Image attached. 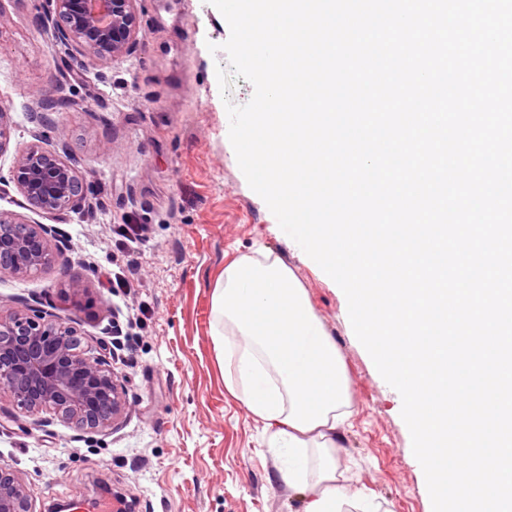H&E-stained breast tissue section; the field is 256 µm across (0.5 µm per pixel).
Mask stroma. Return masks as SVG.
I'll return each mask as SVG.
<instances>
[{"label": "stroma", "mask_w": 512, "mask_h": 512, "mask_svg": "<svg viewBox=\"0 0 512 512\" xmlns=\"http://www.w3.org/2000/svg\"><path fill=\"white\" fill-rule=\"evenodd\" d=\"M140 30L129 58L80 70L51 46L40 0H0V106L10 139L0 152V210L43 223L8 176L31 146L69 147L86 177L91 206L60 221L67 246L30 277L0 273V309L40 307L83 337L129 329L131 352L115 351L128 413L106 432L23 411L0 416V463L16 470L38 512L59 499H97L121 491L136 512H304V498L276 477L287 452L224 386L210 333L215 281L231 260L267 248L292 251L277 220L248 185L229 141L226 102L246 104L253 87L237 79L220 92L216 69L229 26L209 0H141ZM65 87L73 106L33 113ZM147 225L138 254L136 299L108 286L118 225ZM316 315L342 355L353 413L342 426L339 470L386 512H431L423 470L412 452L398 393L356 338L343 291L300 266ZM81 280L84 292L68 285Z\"/></svg>", "instance_id": "stroma-1"}]
</instances>
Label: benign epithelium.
<instances>
[{"label":"benign epithelium","instance_id":"obj_1","mask_svg":"<svg viewBox=\"0 0 512 512\" xmlns=\"http://www.w3.org/2000/svg\"><path fill=\"white\" fill-rule=\"evenodd\" d=\"M55 46L104 66L137 46L139 0H43ZM11 179L30 207L63 220L82 211L88 186L56 151L29 148L16 157ZM60 229L29 224L0 211V272L26 277L51 266L64 247ZM103 343L84 342L54 315L0 312V401L31 414L50 413L85 430L112 429L127 411L124 381ZM0 512H35L20 476L0 465Z\"/></svg>","mask_w":512,"mask_h":512}]
</instances>
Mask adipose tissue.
<instances>
[{
  "label": "adipose tissue",
  "mask_w": 512,
  "mask_h": 512,
  "mask_svg": "<svg viewBox=\"0 0 512 512\" xmlns=\"http://www.w3.org/2000/svg\"><path fill=\"white\" fill-rule=\"evenodd\" d=\"M213 311L224 385L287 449L278 478L304 489V512H379L336 466L349 375L295 267L270 252L235 259L217 279Z\"/></svg>",
  "instance_id": "ef3b65f1"
}]
</instances>
